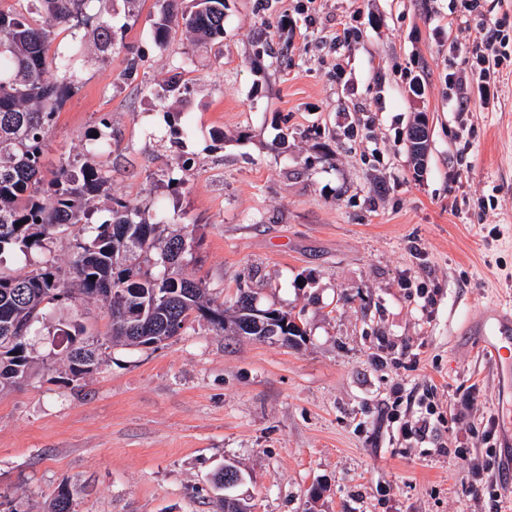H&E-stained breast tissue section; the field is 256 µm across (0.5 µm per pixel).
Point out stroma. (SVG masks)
<instances>
[{"mask_svg": "<svg viewBox=\"0 0 512 512\" xmlns=\"http://www.w3.org/2000/svg\"><path fill=\"white\" fill-rule=\"evenodd\" d=\"M448 3L227 0L223 40L174 17L162 49L159 0H92L112 19L108 55L87 28L56 29L53 53L84 52L45 179L93 162L95 223L116 199L164 211L196 239L186 274L228 304L253 291L306 336L287 347L198 319L155 349L115 346L105 301L49 306L27 338L32 375L0 386V512H49L64 482L75 512H220L212 479L228 464L252 512H512L495 373L464 330L512 298V70L489 110L458 111L471 88L446 82L469 73L484 18L512 27V0H480L459 30ZM346 27L356 38L336 41ZM421 116L419 169L407 134ZM86 237L73 227L0 271L68 273ZM79 326L100 363L76 379L64 333ZM426 415L432 432L402 435Z\"/></svg>", "mask_w": 512, "mask_h": 512, "instance_id": "35a3bbf8", "label": "stroma"}]
</instances>
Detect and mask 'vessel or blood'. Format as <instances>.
Here are the masks:
<instances>
[{
    "label": "vessel or blood",
    "mask_w": 512,
    "mask_h": 512,
    "mask_svg": "<svg viewBox=\"0 0 512 512\" xmlns=\"http://www.w3.org/2000/svg\"><path fill=\"white\" fill-rule=\"evenodd\" d=\"M482 348L488 353L498 377L496 400L501 416L500 453L504 472L512 478V307L496 304L474 325Z\"/></svg>",
    "instance_id": "1"
}]
</instances>
